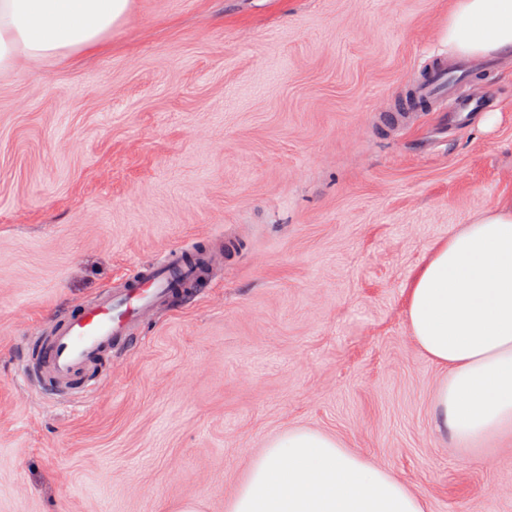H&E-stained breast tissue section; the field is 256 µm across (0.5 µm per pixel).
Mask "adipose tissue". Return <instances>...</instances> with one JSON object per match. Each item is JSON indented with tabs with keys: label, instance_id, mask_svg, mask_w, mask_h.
<instances>
[{
	"label": "adipose tissue",
	"instance_id": "adipose-tissue-1",
	"mask_svg": "<svg viewBox=\"0 0 512 512\" xmlns=\"http://www.w3.org/2000/svg\"><path fill=\"white\" fill-rule=\"evenodd\" d=\"M129 0H0V72L96 48ZM448 45L512 53V0H455ZM406 319L445 372L435 408L459 447L512 433V200L438 243L411 279ZM226 512H427L424 496L343 441L302 427L269 441Z\"/></svg>",
	"mask_w": 512,
	"mask_h": 512
}]
</instances>
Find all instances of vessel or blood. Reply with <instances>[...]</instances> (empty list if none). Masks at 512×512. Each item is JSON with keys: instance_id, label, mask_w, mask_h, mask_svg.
<instances>
[{"instance_id": "obj_1", "label": "vessel or blood", "mask_w": 512, "mask_h": 512, "mask_svg": "<svg viewBox=\"0 0 512 512\" xmlns=\"http://www.w3.org/2000/svg\"><path fill=\"white\" fill-rule=\"evenodd\" d=\"M428 74L416 88L420 105L446 106L465 113L477 107L473 98H461L457 86L470 78L464 64L436 55L427 60ZM224 261V241L211 240L202 260L175 248L136 267L92 301L32 328L30 339L38 344L33 364L23 371L57 390L80 388L90 375L109 363L114 347L126 341L200 278L204 267Z\"/></svg>"}]
</instances>
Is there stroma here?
Here are the masks:
<instances>
[{"label":"stroma","mask_w":512,"mask_h":512,"mask_svg":"<svg viewBox=\"0 0 512 512\" xmlns=\"http://www.w3.org/2000/svg\"><path fill=\"white\" fill-rule=\"evenodd\" d=\"M453 3L132 0L97 48L0 75V512H225L291 427L429 512H512V439L438 430L405 316L432 247L512 198V55L463 88L493 128L380 111L449 54ZM218 232L222 271L88 393L22 379L30 326Z\"/></svg>","instance_id":"stroma-1"}]
</instances>
